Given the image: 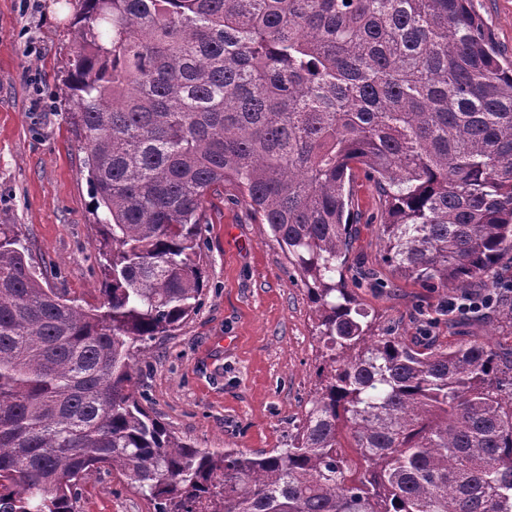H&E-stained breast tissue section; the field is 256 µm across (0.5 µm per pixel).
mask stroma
Segmentation results:
<instances>
[{
	"instance_id": "obj_1",
	"label": "stroma",
	"mask_w": 512,
	"mask_h": 512,
	"mask_svg": "<svg viewBox=\"0 0 512 512\" xmlns=\"http://www.w3.org/2000/svg\"><path fill=\"white\" fill-rule=\"evenodd\" d=\"M472 6L501 58L512 60V0ZM73 18L72 0H0V224L15 225L49 285L89 311L103 301L96 244L104 214L66 118ZM350 200L357 222L345 281L362 307L410 339L421 336L425 319L434 336L491 339L488 320L459 321L417 283L371 287L369 275L393 277L379 238L385 202L360 170ZM200 262L198 311L174 335L151 342L135 389L158 421L196 447H284L315 392L322 352L306 290L268 226L229 186L206 205ZM80 493L79 512H153L125 476L91 475Z\"/></svg>"
}]
</instances>
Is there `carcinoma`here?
Segmentation results:
<instances>
[{"mask_svg":"<svg viewBox=\"0 0 512 512\" xmlns=\"http://www.w3.org/2000/svg\"><path fill=\"white\" fill-rule=\"evenodd\" d=\"M471 0H75L70 119L104 208L106 299L40 281L0 224V512H77L114 471L154 512H512V301L498 339L373 333L345 288L354 171L382 261L446 294L512 253V62ZM232 184L306 287L325 353L285 448H197L136 357L194 314Z\"/></svg>","mask_w":512,"mask_h":512,"instance_id":"obj_1","label":"carcinoma"}]
</instances>
